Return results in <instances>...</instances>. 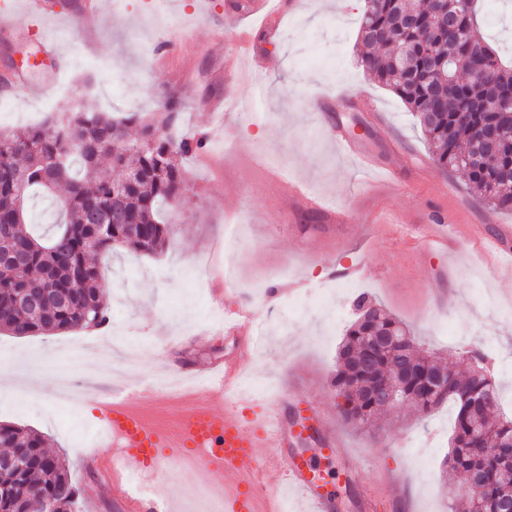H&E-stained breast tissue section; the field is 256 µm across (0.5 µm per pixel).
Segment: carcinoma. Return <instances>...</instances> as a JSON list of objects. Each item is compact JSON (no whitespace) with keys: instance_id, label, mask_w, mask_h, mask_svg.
<instances>
[{"instance_id":"obj_1","label":"carcinoma","mask_w":512,"mask_h":512,"mask_svg":"<svg viewBox=\"0 0 512 512\" xmlns=\"http://www.w3.org/2000/svg\"><path fill=\"white\" fill-rule=\"evenodd\" d=\"M452 15L428 0H365L360 38L368 51L362 67L406 105L437 150L436 165L467 175L470 189L496 210L512 212V64L504 61L480 29L477 0H448ZM484 85L498 100L488 112L472 88ZM161 118H110L84 105L62 109L45 124L23 130L0 127V331L32 336L75 329H101L110 321L101 295L105 275L98 258L121 246L151 255L172 236L162 212L188 191L179 158L207 141L180 133L178 95L164 96ZM500 130L496 148L483 152L476 137ZM119 173H101L102 159ZM65 220L47 236L26 223L29 193H53ZM44 297L42 312L19 305L23 294ZM337 353L332 384L342 417L356 428L388 408L373 390L394 375L391 351H375L372 340L387 336L404 343L409 375L407 401L429 414L445 403L455 409L445 460L446 480L477 470L482 484L467 497L469 512H501L512 500V460L481 448L512 439V418L498 416L501 392L493 379L463 375L452 366L448 388L417 384L435 361L419 352L403 324L364 296ZM46 441L26 427L0 424V512H27L29 500H46L51 512H72L76 488L66 460L49 453Z\"/></svg>"}]
</instances>
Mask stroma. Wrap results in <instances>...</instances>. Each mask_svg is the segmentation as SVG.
Segmentation results:
<instances>
[{
  "label": "stroma",
  "instance_id": "35a3bbf8",
  "mask_svg": "<svg viewBox=\"0 0 512 512\" xmlns=\"http://www.w3.org/2000/svg\"><path fill=\"white\" fill-rule=\"evenodd\" d=\"M241 2L111 0L87 37L84 0H50L38 32H29L21 16L0 29V126L41 124L76 100L114 117H148L160 112L164 91L179 90L185 127L209 143L185 162L190 189L167 215L171 244L151 256L118 248L102 258L111 327L124 335L140 369L164 364L192 372L239 359L252 382L247 416L287 392L282 419L293 439L282 454L306 461L322 489L335 491L334 512H448L443 469L452 406L428 415L405 406L354 428L336 407V353L363 293L460 371L470 367V350L488 344L512 360V293L500 286V268L466 241L446 263L402 229L424 223L440 205L461 224L490 218L512 225V213L477 201L462 171L436 167V149L405 105L359 65L363 0L344 8L338 0H295L274 32L261 15L241 16ZM236 29L250 32L262 59L249 79L224 73ZM227 96L244 112L205 111ZM362 97L385 113L386 126L359 110ZM339 130L397 166L390 190L372 189L371 176L338 154ZM340 205L352 213L342 226L334 218ZM230 224L239 227L235 301L252 311L254 327L268 329L248 345L208 321L213 291L224 285ZM374 224L387 232L371 235ZM350 264L364 268L356 288L327 308L286 313L289 301L333 284V269ZM283 267L297 288L275 301L253 294ZM98 338L84 330L1 332L0 367L11 365L28 385L24 395H0V423L39 432L66 458L78 490L75 512H129L114 493L111 469L90 462L104 422L96 397L80 404L61 398L63 385L78 380L58 372L63 350L90 351ZM498 358L487 365L511 414L512 370L499 369ZM330 435L337 448L326 447Z\"/></svg>",
  "mask_w": 512,
  "mask_h": 512
}]
</instances>
